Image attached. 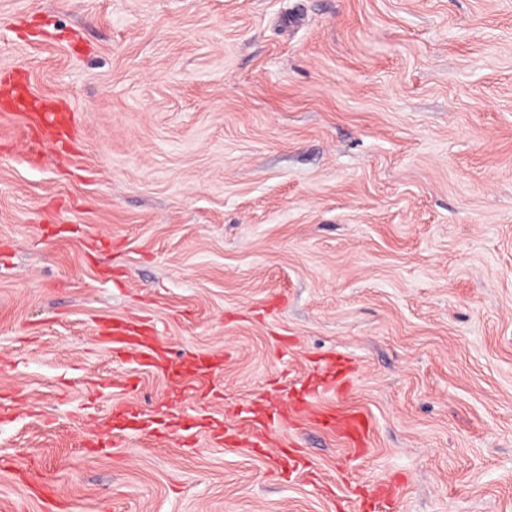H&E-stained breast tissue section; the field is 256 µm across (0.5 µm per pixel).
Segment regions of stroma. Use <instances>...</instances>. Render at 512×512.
I'll list each match as a JSON object with an SVG mask.
<instances>
[{"label": "stroma", "mask_w": 512, "mask_h": 512, "mask_svg": "<svg viewBox=\"0 0 512 512\" xmlns=\"http://www.w3.org/2000/svg\"><path fill=\"white\" fill-rule=\"evenodd\" d=\"M19 65L81 135L62 165L0 119V458L70 512H355L394 479L373 512H512V0H0ZM112 317L223 352L186 382L240 427L345 356L319 404L365 413L369 453L294 419L299 476L201 438ZM6 462L8 464L2 468L19 475L31 497L47 501L53 496L50 486L42 482L39 475L33 470V461L28 465L16 464V466L11 461Z\"/></svg>", "instance_id": "35a3bbf8"}]
</instances>
